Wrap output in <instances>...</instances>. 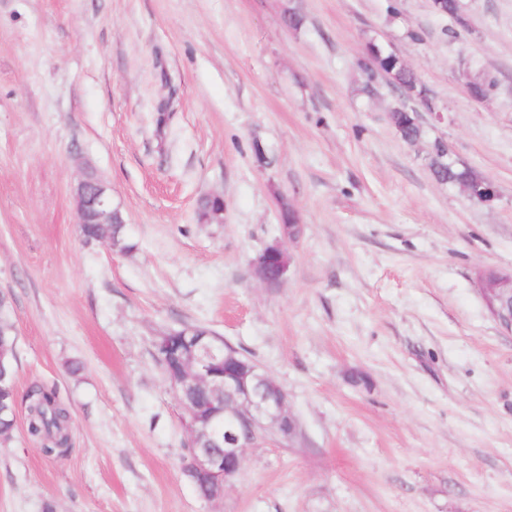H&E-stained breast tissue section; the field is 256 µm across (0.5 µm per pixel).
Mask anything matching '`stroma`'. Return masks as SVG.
<instances>
[{"label": "stroma", "instance_id": "stroma-1", "mask_svg": "<svg viewBox=\"0 0 512 512\" xmlns=\"http://www.w3.org/2000/svg\"><path fill=\"white\" fill-rule=\"evenodd\" d=\"M296 5L291 29L283 11ZM0 0V291L18 393L57 390L71 447L0 446V512H512V334L478 269L512 270V0ZM394 50L437 112L405 142L364 46ZM496 88L481 101L474 76ZM487 177L470 201L435 141ZM133 248L84 244L83 166ZM224 199V221L196 217ZM303 230L288 274L252 263ZM282 241V240H281ZM207 326L288 395L217 502L181 470L184 410L159 336ZM428 167L434 177L436 176L449 184L457 181H469L471 183L463 184L460 189L466 196L478 204H490L497 198V191L494 184L487 178L483 177L477 183H472L481 178V174L473 168L461 164L447 156V163L441 164L432 158V154L428 158ZM224 199L219 195L202 198L198 203L197 218L199 222L216 223L224 218ZM278 204L282 223L281 230L283 239L293 241L299 237L301 232V224H297L299 223L297 210L292 204L288 203V199L283 196L279 198ZM288 217L292 224L288 223Z\"/></svg>", "mask_w": 512, "mask_h": 512}]
</instances>
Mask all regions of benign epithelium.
I'll return each mask as SVG.
<instances>
[{
	"label": "benign epithelium",
	"mask_w": 512,
	"mask_h": 512,
	"mask_svg": "<svg viewBox=\"0 0 512 512\" xmlns=\"http://www.w3.org/2000/svg\"><path fill=\"white\" fill-rule=\"evenodd\" d=\"M466 196L478 203L489 204L497 198L494 184L487 178L460 186ZM81 224H115L121 209L112 204V189L103 180L84 173L73 188ZM283 239L293 241L301 232L298 213L288 199L278 200ZM289 257L284 246L277 242L265 248L253 262L256 278L267 288L278 287L286 278ZM486 272L477 273L482 298L502 327L512 333V275L498 274L488 281ZM162 347L176 341L186 347L178 357L180 368L169 385L175 396L196 386L211 390L221 410L206 412L182 404L184 426L190 437H208L206 446L191 448V456L183 465V474L192 484L208 488V500L218 501L224 490L240 473L245 449L251 446L262 431L271 427L283 438L297 434L294 417L288 411L286 393L272 381L255 362L243 361L228 344L210 340L209 333L193 328L173 330L162 336ZM232 402L233 420L224 430L212 428L215 417L224 413L225 399Z\"/></svg>",
	"instance_id": "obj_1"
}]
</instances>
